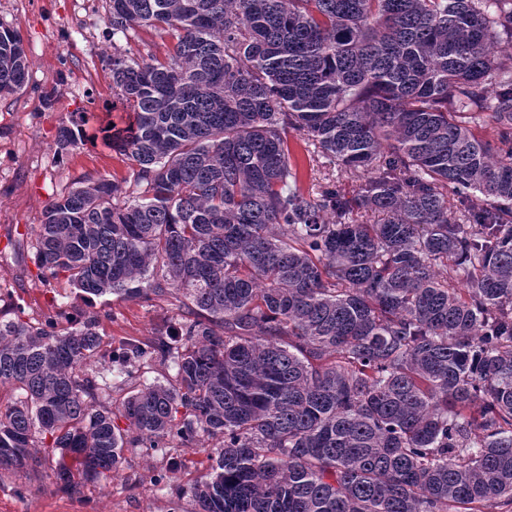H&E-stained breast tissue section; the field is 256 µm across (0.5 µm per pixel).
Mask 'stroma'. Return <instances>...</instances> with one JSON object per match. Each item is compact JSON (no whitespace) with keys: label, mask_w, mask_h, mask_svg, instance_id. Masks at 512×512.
<instances>
[{"label":"stroma","mask_w":512,"mask_h":512,"mask_svg":"<svg viewBox=\"0 0 512 512\" xmlns=\"http://www.w3.org/2000/svg\"><path fill=\"white\" fill-rule=\"evenodd\" d=\"M105 20V0H0V25L21 32L30 60L28 88L0 100V291L11 294L34 321L61 307L93 308L101 315L104 342L117 345L150 339L161 319L177 320L175 307L160 299L113 296L89 304L65 282L43 285L32 247L45 210L74 182L84 177L133 179L130 161L102 139L86 141L73 155L56 150L59 127L70 124L77 113L103 116L112 109L115 96L106 66L112 37ZM43 88L56 91L52 108L40 100ZM292 148L304 187L329 173L346 192L358 189L360 178L307 153L301 142H293ZM211 449L208 442L186 449L172 467L141 451H126L117 474L87 485L76 496L57 490L46 465L29 474H7L0 477V512H171V497L155 492L151 478L165 467L172 484L189 485L199 475L197 462Z\"/></svg>","instance_id":"stroma-1"}]
</instances>
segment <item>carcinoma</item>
<instances>
[{"label":"carcinoma","mask_w":512,"mask_h":512,"mask_svg":"<svg viewBox=\"0 0 512 512\" xmlns=\"http://www.w3.org/2000/svg\"><path fill=\"white\" fill-rule=\"evenodd\" d=\"M106 24L128 123L56 144L103 133L139 191L60 195L39 279L179 320L114 348L96 313L1 308L0 475L51 460L77 495L130 448L207 440L192 484L151 480L178 509L512 512V0H108ZM143 28L163 56L117 46ZM22 42L0 26V97ZM484 112L494 143L460 120ZM291 136L370 176L304 190Z\"/></svg>","instance_id":"carcinoma-1"}]
</instances>
